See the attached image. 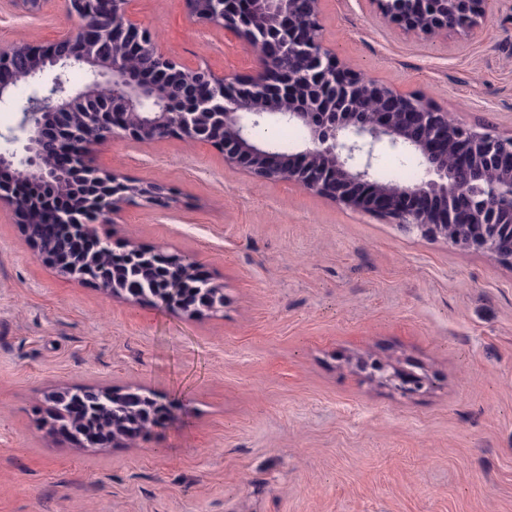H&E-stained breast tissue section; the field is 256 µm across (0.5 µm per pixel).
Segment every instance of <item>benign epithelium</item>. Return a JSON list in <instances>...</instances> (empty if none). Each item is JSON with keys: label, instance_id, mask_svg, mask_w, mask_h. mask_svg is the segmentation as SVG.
Wrapping results in <instances>:
<instances>
[{"label": "benign epithelium", "instance_id": "obj_1", "mask_svg": "<svg viewBox=\"0 0 512 512\" xmlns=\"http://www.w3.org/2000/svg\"><path fill=\"white\" fill-rule=\"evenodd\" d=\"M387 26L416 37L476 36L485 22L488 0H367ZM128 0H64L78 25L59 49L39 58L30 74L31 94L17 127L6 137L23 144L24 154L6 149L0 165H19L43 174L66 171L93 187L112 191L79 195L52 212L39 232L28 223L29 197L0 180V203L23 217L34 255L52 263L60 249H42L50 226L70 224L92 237L110 224L128 200L155 204L165 188L119 174L101 176L88 155L109 138L131 142L179 138L224 152V161L260 178L295 183L332 198L353 211L380 217L405 232L441 237L448 243L512 265V136H500L450 118L423 96L402 93L365 78L340 59L320 37L319 0H201L198 23L221 26L243 40L256 56L247 81L190 67L165 57L150 31L127 9ZM24 45H0V93L9 60ZM150 64L128 70L134 57ZM78 58L94 74L80 90L70 85V61ZM293 123L307 133L295 151L278 154L255 137L270 122ZM381 151L412 153L425 177L396 185L373 178ZM96 216L88 224L85 214ZM134 273L155 271L167 308L182 299L183 282L195 272L187 256L131 247ZM92 256L68 273L103 288L111 276L85 274ZM200 303L190 317L224 307L222 287L204 280L196 286ZM359 367L403 396L430 384L425 374L373 359Z\"/></svg>", "mask_w": 512, "mask_h": 512}]
</instances>
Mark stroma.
Masks as SVG:
<instances>
[{"label": "stroma", "mask_w": 512, "mask_h": 512, "mask_svg": "<svg viewBox=\"0 0 512 512\" xmlns=\"http://www.w3.org/2000/svg\"><path fill=\"white\" fill-rule=\"evenodd\" d=\"M129 10L166 57L255 68L186 0ZM321 24L362 75L512 133V0L474 40L407 37L366 0H322ZM72 26L62 0H0V44ZM94 160L170 191L100 235L194 258L224 309L191 318L73 279L0 213V512H512L511 265L247 175L210 145L117 137ZM359 357L431 384L401 396ZM104 385L153 394L164 420L109 448L41 425L47 395Z\"/></svg>", "instance_id": "stroma-1"}]
</instances>
